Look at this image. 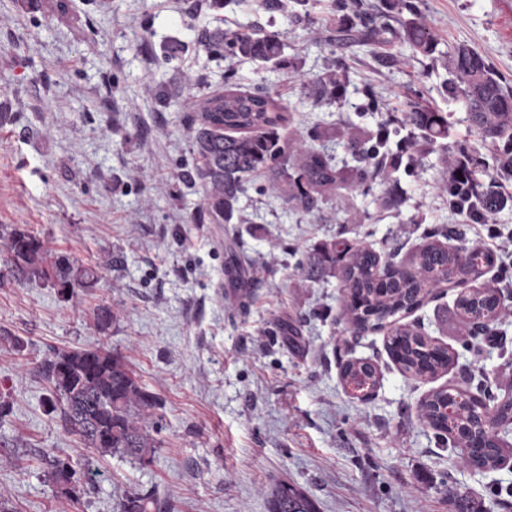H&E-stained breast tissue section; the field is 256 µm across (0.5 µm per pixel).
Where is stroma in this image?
<instances>
[{"instance_id":"35a3bbf8","label":"stroma","mask_w":512,"mask_h":512,"mask_svg":"<svg viewBox=\"0 0 512 512\" xmlns=\"http://www.w3.org/2000/svg\"><path fill=\"white\" fill-rule=\"evenodd\" d=\"M437 46L373 50L335 46L336 29L310 0L314 24L268 12L260 0L222 9L210 0H0V236L21 229L73 268H95L90 288L61 296L53 279H28L0 252V497L15 512H118L122 493L151 491L171 512H268L280 481L302 487L318 512H454L448 492L512 512V447L503 465L480 472L438 445L418 418L431 391L468 381L474 394L512 388V207L489 223L448 205L436 183L468 155L500 192L497 155L470 129L460 100L443 92L448 55L468 46L512 87V0H411ZM275 30L308 77L336 61L349 80L343 101L313 104L287 71L207 55L202 34L227 26ZM186 53L165 61L164 42ZM278 89L294 108L290 132L319 125L368 128L410 101L447 112V139L424 145L390 188L403 199L380 207L384 185L341 191L307 214L251 183L244 224H198V183L179 180L195 164L185 99L223 91ZM494 253L476 286L496 284L506 306L495 323L504 345L463 342L457 289H434L402 321L448 347L435 378L403 374L386 332L356 334L338 279L306 281L298 267L318 243L340 237L372 245L402 264L433 230ZM251 279L240 293L226 267ZM118 317L99 330L94 311ZM102 347L119 354L157 399L161 425L151 461L101 455L48 410L40 362L56 349ZM366 358L380 372L372 398L345 390L341 368ZM69 457L85 492L80 506L46 478L43 458Z\"/></svg>"}]
</instances>
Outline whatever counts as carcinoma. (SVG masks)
Returning a JSON list of instances; mask_svg holds the SVG:
<instances>
[{
    "instance_id": "carcinoma-1",
    "label": "carcinoma",
    "mask_w": 512,
    "mask_h": 512,
    "mask_svg": "<svg viewBox=\"0 0 512 512\" xmlns=\"http://www.w3.org/2000/svg\"><path fill=\"white\" fill-rule=\"evenodd\" d=\"M336 22L347 27L351 36L375 45L398 39L422 55L436 50L435 38L419 13L408 19L395 18V27L360 15L354 21L342 17ZM202 47L210 55L231 62L250 60L289 69L291 77L300 82L307 97L316 104L346 97L345 71L329 64L319 77L307 78L290 64L285 55L287 44L275 31L255 34L245 29L217 30L204 35ZM448 70L453 80L444 91L451 98L463 100L470 129L482 143L498 150L499 175L512 177V89L501 82L483 55L465 46L455 48L448 56ZM186 108L187 132L196 164L183 177L202 183L205 197L199 217L208 218L212 224L247 223L240 200L246 194L245 177L249 174H264L276 198L305 213L320 210L326 196L346 181L344 172L333 164L324 148L308 146L287 132L291 106L268 88L227 89L199 98L192 96L186 99ZM389 126L387 122L372 133H358L348 126L331 131L335 139L358 149L354 157L364 163L356 171L358 179H374L396 171L404 160L413 164L420 143H435L448 138L449 133L447 114L412 102L399 120L400 129L407 131L408 154L392 156ZM479 175L478 164L472 159L456 160L452 179H441L438 189L446 193L448 183L458 185L460 205L480 211L489 220L512 203V195L477 192ZM438 235L437 231L429 233L406 265L382 261L379 253L362 242L322 243L311 253L302 274L310 282L339 278L349 324L361 333L379 331L389 324V319L420 307L432 289L443 284L461 287V282L455 280L456 272L473 259H479L478 266L482 268L494 265L492 253L451 247L437 239ZM0 251L10 256L28 278L49 276L43 267V244L37 237L15 229L0 239ZM54 268L56 286L63 296L74 294L77 285L86 288L98 280L96 270L74 269L63 255L54 259ZM495 293V288L483 287L460 296L463 341L472 336L474 320L496 308ZM387 349L400 370L417 379L447 371L452 361L448 348L408 325L391 331ZM40 372L51 388L50 409L60 410L87 447L102 455L119 454L139 462L149 459L157 441L144 419L155 407L154 396L136 382L118 356L103 348L55 350L43 359ZM342 375L345 380L378 377L375 367L358 363L346 364ZM443 398L444 392L439 389L422 400L420 419L441 444L455 448L459 441L437 408ZM465 441L473 450L462 459L463 463L489 468L498 465L500 456L474 447L470 437ZM46 464L52 484L80 503L83 489L69 458L49 455ZM119 512H168V507L153 492L132 491L122 497ZM268 512H317V507L301 487L279 483L269 492Z\"/></svg>"
}]
</instances>
